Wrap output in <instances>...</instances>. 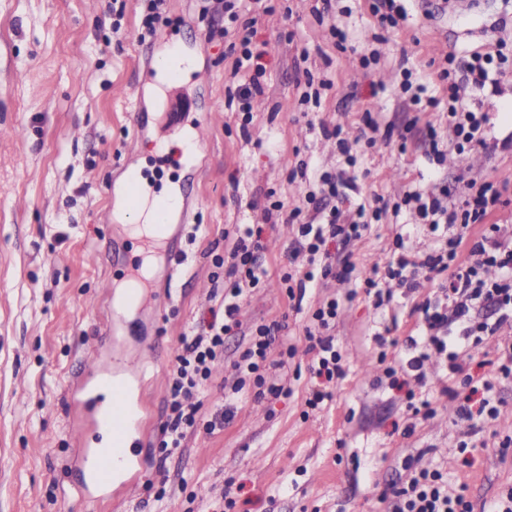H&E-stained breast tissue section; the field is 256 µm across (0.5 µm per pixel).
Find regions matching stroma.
<instances>
[{
	"instance_id": "1",
	"label": "stroma",
	"mask_w": 512,
	"mask_h": 512,
	"mask_svg": "<svg viewBox=\"0 0 512 512\" xmlns=\"http://www.w3.org/2000/svg\"><path fill=\"white\" fill-rule=\"evenodd\" d=\"M455 2L401 0L406 17L396 39L375 45L379 26L370 0H338L321 20L317 0H272L269 13L262 0H251L267 56L264 94L246 126L226 105L227 47L207 42L196 0H169L158 35L179 42L207 80L165 87L161 106L153 91L140 89L139 57L146 50L138 40L140 0H123L120 19L112 0H0V512H71L66 491L77 473L67 388L83 371L93 338L107 329L115 357L145 345L154 352L135 443L149 471L134 491L114 490L87 512H383L382 495L401 487L411 457L440 470L449 493L465 492L474 512L512 487V450L499 448L500 438L512 436V378L495 385L500 413L482 421L481 445L462 453L456 442L469 424L443 392L449 381L441 365L428 362L417 394L432 401L435 414L417 420L413 434L402 432L407 399L384 381V370L404 357L405 340L422 321L417 307L434 295L435 283L422 281L379 310L352 281L330 279L308 291L314 304L333 296L343 301L331 333L347 377L332 400L306 412L307 314L292 308L281 284L284 273L302 269L306 260L289 255L291 225L264 224L261 209L249 206L270 191L286 209L302 205L304 187L289 179L302 159L353 177L349 195L356 203L377 196L400 203L409 191L443 190L456 201L464 180L473 178L512 184V149L501 147L512 138V69L498 86L471 89L463 101L489 115L486 148L448 153L440 165L429 158L427 128L444 124L443 108H409L400 88L405 63L414 85L444 98L434 65L446 55L462 61L501 51L512 58V0H466L463 11ZM334 24L347 33L349 50L337 47ZM305 48L306 60L300 57ZM374 48L378 61L362 65V55ZM311 76L330 82L317 108L298 104ZM140 107L152 117L162 110L211 114L199 156L183 164L181 149L169 145L158 126L136 136ZM368 111L391 138L360 148L357 166L342 169L335 140L314 127L339 125L356 137ZM135 142L145 160L168 144L174 162L152 177L156 187L186 189L185 225L198 233L192 242L180 238L179 253H155L144 286L159 294L156 312H135L117 323L106 291L137 276L136 242L127 224L102 217L122 202L121 174ZM259 223L271 279L252 290L239 320L246 327L286 321L280 339L296 348L301 378L290 397L257 400L245 390L223 431L197 432L161 457L169 372L181 336L216 304L211 275L214 257L227 246L224 230ZM405 225L408 249L431 247L415 211L402 206L373 222L362 240L330 251L370 273L390 259ZM244 347L241 334L225 337L224 358L202 399L203 419L222 408L224 380ZM230 480L241 486L231 509L221 499Z\"/></svg>"
}]
</instances>
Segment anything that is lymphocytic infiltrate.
I'll use <instances>...</instances> for the list:
<instances>
[{
    "mask_svg": "<svg viewBox=\"0 0 512 512\" xmlns=\"http://www.w3.org/2000/svg\"><path fill=\"white\" fill-rule=\"evenodd\" d=\"M200 21L206 22V39L211 43H227L234 60L231 78L237 79V98L244 114V123H251L253 101L264 93L260 81L265 72L263 50L256 45V17L247 13L242 0H198ZM226 16L224 27L209 26L211 16ZM490 55H474L465 65L467 80L456 77V70L440 65L437 77L448 89V127L457 151L485 146L482 130L487 122L483 112L463 108L462 100L468 85H485ZM507 183L493 181H466L462 204L449 202L447 195L406 193L404 205L415 209L430 233L439 235L442 242L430 252L416 255L407 251L403 241H396V250L384 268L373 269L363 279L372 291L374 307L389 305L398 291H415L420 280L435 282L437 291L421 307L423 323L418 335L407 337L405 359L387 367L391 385L405 389L412 402L413 413L432 416L429 401L417 400L415 389L423 385L425 361L439 359L448 370L449 378H456L465 369L473 351L492 339L501 325L512 324V229L489 223L507 192ZM263 223H276L281 217L298 225L294 240L295 253H307L309 270L297 278V289L288 299L295 310H302L308 288L319 281L333 278L350 279L355 267L350 263L334 265L326 245L332 241L348 243L362 239L368 231L369 219L379 216V209L358 205L353 210L332 208L305 216L302 207L285 210L283 202L266 203ZM482 225L480 233H473L474 225ZM263 224L235 225L232 247L224 255L216 256L214 264L224 271V293L207 318L182 336L173 368L167 402V420L163 425L161 448H180L187 434L204 430L212 434L223 430L233 415L232 401L253 384L255 398L290 395L291 389L280 370L293 357V347L280 352L279 360L270 354L285 322L273 320L243 327L237 318L240 305L249 289L267 283L269 270L261 259L260 243ZM493 305L498 314L496 322L488 323L476 317L484 305ZM338 303L328 300L313 309L305 338L313 358L309 365L311 387L305 401L309 409H317L332 399L347 376L342 356L335 339L328 330L335 321ZM245 331L247 347L234 362L235 373L224 382L226 407L212 419L201 420V396L212 374L213 365L224 355V338L232 332ZM466 391H452L458 401L461 419L474 421L495 417L497 406L491 395L494 381L490 378L467 379ZM385 512H473V505L465 494L449 496L444 475L440 470L414 468L410 480L393 491L385 500Z\"/></svg>",
    "mask_w": 512,
    "mask_h": 512,
    "instance_id": "f902f5d3",
    "label": "lymphocytic infiltrate"
}]
</instances>
